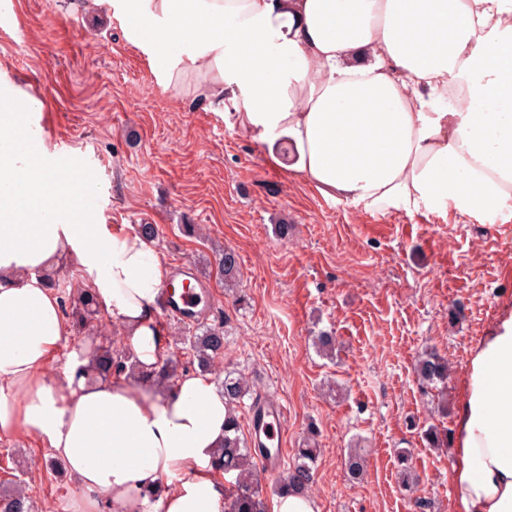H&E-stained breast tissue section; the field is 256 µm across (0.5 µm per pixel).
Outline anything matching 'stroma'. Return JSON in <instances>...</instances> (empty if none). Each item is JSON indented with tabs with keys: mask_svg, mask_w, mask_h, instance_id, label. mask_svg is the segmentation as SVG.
Instances as JSON below:
<instances>
[{
	"mask_svg": "<svg viewBox=\"0 0 512 512\" xmlns=\"http://www.w3.org/2000/svg\"><path fill=\"white\" fill-rule=\"evenodd\" d=\"M15 11L16 26L0 31V86L36 79L40 137L61 168L91 173L94 222L156 225L170 266L191 264L210 284L203 320L224 330L212 377L245 375L285 406L286 457L316 439L317 512H411L416 497L425 512H452L454 448L425 432L453 434L471 352L512 312V213L381 214L326 198L270 159L284 140L267 147L232 107L166 89L121 21L86 0H15ZM225 248L240 257L234 288L217 268ZM322 331L336 338L334 357L313 344ZM118 333L102 313L72 322L60 352ZM427 352L447 359V384L419 380ZM352 449L365 457L355 481L344 467ZM404 451L410 491L398 475ZM50 458L34 439L1 442L0 485L23 481L38 512H63L76 487L46 469Z\"/></svg>",
	"mask_w": 512,
	"mask_h": 512,
	"instance_id": "obj_1",
	"label": "stroma"
}]
</instances>
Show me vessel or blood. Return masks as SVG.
Segmentation results:
<instances>
[{
  "label": "vessel or blood",
  "instance_id": "1",
  "mask_svg": "<svg viewBox=\"0 0 512 512\" xmlns=\"http://www.w3.org/2000/svg\"><path fill=\"white\" fill-rule=\"evenodd\" d=\"M203 281H196L193 287L183 289L182 292L164 290L162 306L167 314L183 320L195 317V310L202 302L201 291L204 289ZM286 410L275 399L259 395L254 400L250 414V436L254 449H271V456L261 458L260 464L265 473L276 472L282 462L281 446L283 441V423Z\"/></svg>",
  "mask_w": 512,
  "mask_h": 512
}]
</instances>
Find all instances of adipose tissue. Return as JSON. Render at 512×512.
I'll return each mask as SVG.
<instances>
[{
    "label": "adipose tissue",
    "mask_w": 512,
    "mask_h": 512,
    "mask_svg": "<svg viewBox=\"0 0 512 512\" xmlns=\"http://www.w3.org/2000/svg\"><path fill=\"white\" fill-rule=\"evenodd\" d=\"M166 87L254 140L288 138L293 176L365 211L512 210V0H92ZM39 102L0 113V442L44 441L77 481L66 512H222L213 460L224 393L167 354L170 265L132 227L73 221L79 175L25 143ZM70 260L141 373L90 379L57 356L67 329L46 274ZM55 373H48L50 364ZM455 512H512V315L472 350L454 433Z\"/></svg>",
    "instance_id": "1"
}]
</instances>
